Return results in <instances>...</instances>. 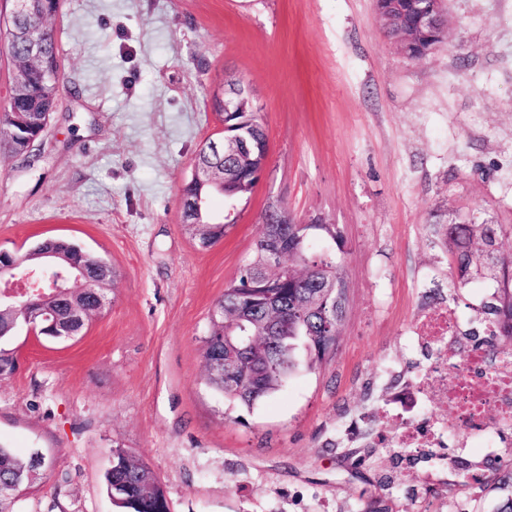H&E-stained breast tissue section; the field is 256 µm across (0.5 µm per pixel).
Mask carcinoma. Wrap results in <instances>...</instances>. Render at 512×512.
<instances>
[{"label":"carcinoma","instance_id":"obj_1","mask_svg":"<svg viewBox=\"0 0 512 512\" xmlns=\"http://www.w3.org/2000/svg\"><path fill=\"white\" fill-rule=\"evenodd\" d=\"M13 64L11 82L28 77V95L20 98L16 106L26 109L40 105L49 110L53 101L41 92V79L25 59L26 48L21 43L0 46ZM232 136L245 128L255 137L256 156H263L266 132L259 115L251 112L225 114ZM199 169L224 172V150L217 152L199 150L195 159ZM258 164L237 166L227 172V184L200 181L191 177L182 186V199L194 200L198 206L186 209L187 220L200 225L197 232L204 235L197 244L209 249L224 238L228 227V212L216 216L210 209L211 198L218 194L224 206L238 204L247 198V186H254V171ZM442 243L453 263L459 269V279L453 288H464L467 275L476 268L490 278L511 287L486 306L485 314L512 336V250L503 251V230L498 224H450L438 230ZM285 242L288 257L277 270L261 271L264 257L272 238ZM52 245L63 255L66 267L85 266L96 256L79 249L66 239H54ZM335 284L336 292L324 304L312 299L327 284ZM70 294L55 288L44 290L42 308L52 313L64 314L70 301L79 300L83 289L75 281L68 282ZM346 301V284L341 265L336 257L326 253L314 256L309 252L308 237H298L291 224H263L254 242L253 254L240 276L224 289L210 317V328L204 339L203 358L205 380L208 385L224 395L231 403L254 406L261 399L277 391L300 363L312 369L321 364L334 350L337 336L333 327L339 325ZM272 310L281 325L280 338L263 341L268 335L266 313ZM26 319V312L19 307H0V366L13 370L14 356L9 348L17 329ZM250 334L259 340L256 350L245 354L240 351L239 337ZM115 467L104 475V488L114 506L123 512H170L164 489L152 469L134 456L118 452ZM43 469L31 465L22 457L0 445V485L7 484L11 491L0 493V512H15L17 492L30 489L41 479Z\"/></svg>","mask_w":512,"mask_h":512}]
</instances>
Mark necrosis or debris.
Returning a JSON list of instances; mask_svg holds the SVG:
<instances>
[{
    "instance_id": "necrosis-or-debris-1",
    "label": "necrosis or debris",
    "mask_w": 512,
    "mask_h": 512,
    "mask_svg": "<svg viewBox=\"0 0 512 512\" xmlns=\"http://www.w3.org/2000/svg\"><path fill=\"white\" fill-rule=\"evenodd\" d=\"M494 328L473 336L464 330L448 303L422 311L410 330V342L426 351L429 364L410 369L371 439L384 448H404L424 458L430 469L424 487L435 485L448 464L450 447L477 453V461L456 473L460 485L482 489L498 450L512 445V356L494 349ZM447 414L431 416L432 404Z\"/></svg>"
}]
</instances>
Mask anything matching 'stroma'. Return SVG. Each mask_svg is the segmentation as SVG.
<instances>
[{
	"label": "stroma",
	"instance_id": "1",
	"mask_svg": "<svg viewBox=\"0 0 512 512\" xmlns=\"http://www.w3.org/2000/svg\"><path fill=\"white\" fill-rule=\"evenodd\" d=\"M445 44L425 59L383 33L374 0H63L54 108L29 157L0 150V248L65 238L113 265L111 306L83 335L11 341L0 445L53 468L15 512H115L116 451L149 463L171 512H499L512 485L471 497L445 470L435 492L406 454L336 440L377 421L395 392L384 360L418 312L456 307L483 329L495 280L455 266L436 231L512 225V0H447ZM248 84L268 136L264 175L221 241L198 249L181 184L221 121L225 80ZM334 224L348 286L337 350L246 408L204 379L216 301L247 263L267 205Z\"/></svg>",
	"mask_w": 512,
	"mask_h": 512
}]
</instances>
